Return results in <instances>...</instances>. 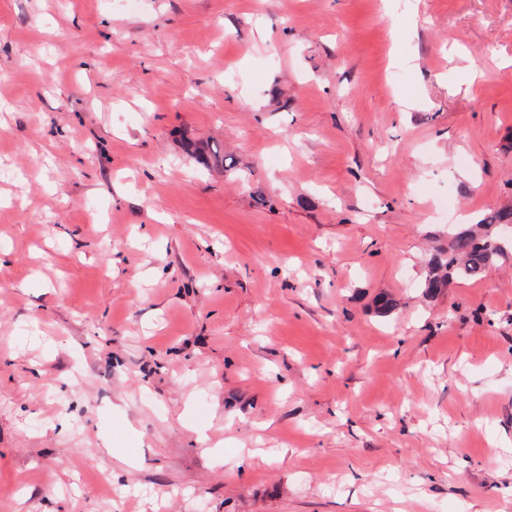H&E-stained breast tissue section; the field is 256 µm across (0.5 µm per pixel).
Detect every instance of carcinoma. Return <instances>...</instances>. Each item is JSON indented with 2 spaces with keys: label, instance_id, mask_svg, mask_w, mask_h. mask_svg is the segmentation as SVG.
Returning <instances> with one entry per match:
<instances>
[{
  "label": "carcinoma",
  "instance_id": "1",
  "mask_svg": "<svg viewBox=\"0 0 512 512\" xmlns=\"http://www.w3.org/2000/svg\"><path fill=\"white\" fill-rule=\"evenodd\" d=\"M192 152L198 153L205 162L221 168L232 169L235 164L226 162L224 155L216 148L206 149L193 146ZM512 223V212H500L477 224L482 232L464 227L448 235V245L439 248L427 262V270L422 288L426 295L446 288L454 280H475L483 276L486 270L507 255L500 246L498 231L503 224Z\"/></svg>",
  "mask_w": 512,
  "mask_h": 512
}]
</instances>
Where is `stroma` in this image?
Instances as JSON below:
<instances>
[{
    "instance_id": "stroma-1",
    "label": "stroma",
    "mask_w": 512,
    "mask_h": 512,
    "mask_svg": "<svg viewBox=\"0 0 512 512\" xmlns=\"http://www.w3.org/2000/svg\"><path fill=\"white\" fill-rule=\"evenodd\" d=\"M509 62L512 0H0V512H512V255L420 288Z\"/></svg>"
}]
</instances>
